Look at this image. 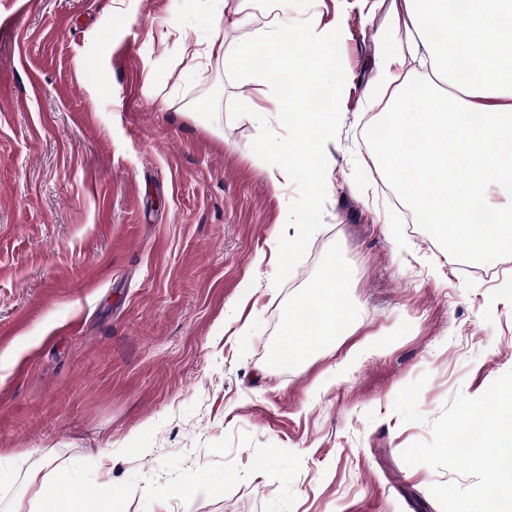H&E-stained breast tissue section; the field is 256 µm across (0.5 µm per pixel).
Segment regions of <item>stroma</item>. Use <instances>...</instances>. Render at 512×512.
I'll return each mask as SVG.
<instances>
[{
  "mask_svg": "<svg viewBox=\"0 0 512 512\" xmlns=\"http://www.w3.org/2000/svg\"><path fill=\"white\" fill-rule=\"evenodd\" d=\"M209 8L0 0V448L17 458L0 512L26 505L30 471L110 482L115 512H441L431 486L474 477L401 453L512 371V251L470 273L397 208L366 137L386 10L285 0L293 36L332 34L341 96L323 186L277 189L250 148L288 124L240 111L254 85L222 62L186 69ZM313 206L283 266L269 241ZM333 258L348 334L272 363ZM421 377L426 421L402 422L395 398ZM191 477L209 491L178 493Z\"/></svg>",
  "mask_w": 512,
  "mask_h": 512,
  "instance_id": "obj_1",
  "label": "stroma"
}]
</instances>
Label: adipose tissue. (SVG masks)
<instances>
[{
    "label": "adipose tissue",
    "instance_id": "obj_1",
    "mask_svg": "<svg viewBox=\"0 0 512 512\" xmlns=\"http://www.w3.org/2000/svg\"><path fill=\"white\" fill-rule=\"evenodd\" d=\"M284 0H238L239 10L259 6L265 19L255 45L225 42L217 13L202 25L209 32L204 51L190 55L193 69L211 59L239 73L263 63L266 76L257 97L240 109L274 112L293 129L282 144L264 137L254 160L267 168L273 183L295 173L323 180L329 162L324 147L336 127V106L311 112L301 108L302 93L337 68L318 39L288 41L280 10ZM405 30L398 40L396 30ZM450 80L449 89L422 81L419 68ZM290 78L288 91L271 90L273 78ZM373 85L387 93L381 160L397 178V190L421 224L460 250L495 255L512 250V0H391L385 48L375 63ZM348 278L336 261L306 289L303 300L319 316L298 338V321L288 314L273 361H298L306 352L335 340L352 318ZM26 491L35 512H101L108 484L78 487L59 494L54 482L30 474Z\"/></svg>",
    "mask_w": 512,
    "mask_h": 512
}]
</instances>
